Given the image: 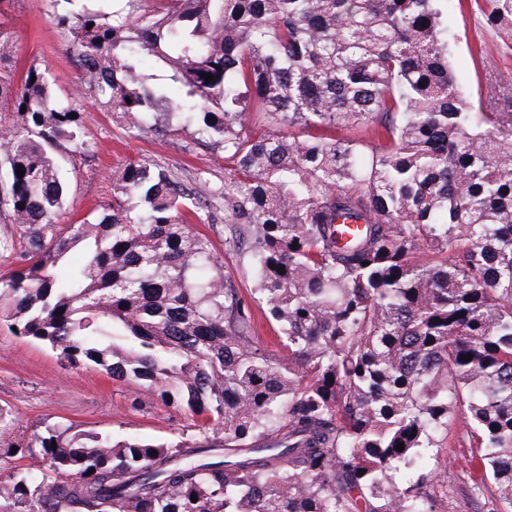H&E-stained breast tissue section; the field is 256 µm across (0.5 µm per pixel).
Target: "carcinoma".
<instances>
[{"label":"carcinoma","instance_id":"obj_1","mask_svg":"<svg viewBox=\"0 0 512 512\" xmlns=\"http://www.w3.org/2000/svg\"><path fill=\"white\" fill-rule=\"evenodd\" d=\"M48 2L73 93L131 131L145 113L158 135L192 123L236 163L224 245L249 255L288 361L250 336L191 228L211 218L203 186L129 163L112 205L54 223L67 188L51 148L80 137V117L46 72H0L20 118L0 131V254L17 264L0 274V325L199 429L167 444L47 424L17 445L0 413V463L15 445L40 459L0 477V498L20 512H437L423 449L460 415L486 477L475 493L487 512L512 505V104L459 93L446 0ZM471 2L512 30V0ZM284 123L370 125L384 143L291 138ZM78 245L86 261L57 278Z\"/></svg>","mask_w":512,"mask_h":512}]
</instances>
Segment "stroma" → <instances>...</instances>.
<instances>
[{
    "label": "stroma",
    "instance_id": "obj_1",
    "mask_svg": "<svg viewBox=\"0 0 512 512\" xmlns=\"http://www.w3.org/2000/svg\"><path fill=\"white\" fill-rule=\"evenodd\" d=\"M449 62L463 92L473 96L485 77L512 80L511 41L486 26L479 14L448 0ZM0 35L14 47L11 69L24 75L34 66L49 72L61 90H68L78 71L60 30L47 15L46 0H0ZM74 105L80 113L84 147L64 141L55 149L68 184V203L60 223L79 221L94 206L112 201V177L127 163L149 161L169 168L181 180H205V200L220 209L224 179L234 165L222 148L198 143L194 125L178 126L165 136L152 132L153 115L141 119L143 131L131 135L124 123L113 120L96 97L81 94ZM224 264V277L250 303L255 319L252 334L276 360L283 350L276 344L277 324L255 294V275L247 254L225 249L223 223L204 226ZM0 409L12 421L11 438L22 442L48 424L75 426L87 433L126 436L157 443H174L197 435L188 413L141 393L133 384L109 378L98 366L61 365L47 345L17 336L0 326ZM464 447L429 451L428 470L434 474L429 494L436 504L452 503L454 512H486L482 499L471 494L481 478Z\"/></svg>",
    "mask_w": 512,
    "mask_h": 512
}]
</instances>
